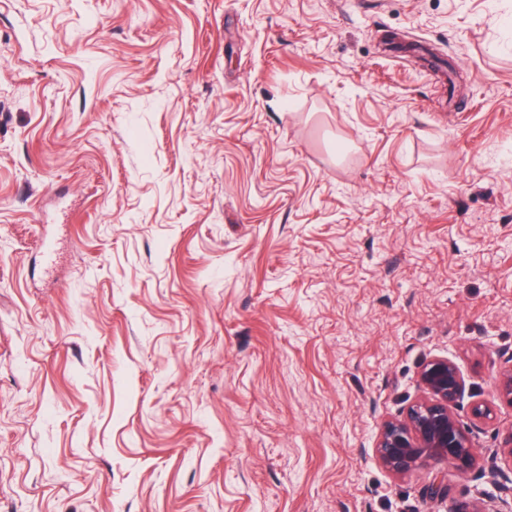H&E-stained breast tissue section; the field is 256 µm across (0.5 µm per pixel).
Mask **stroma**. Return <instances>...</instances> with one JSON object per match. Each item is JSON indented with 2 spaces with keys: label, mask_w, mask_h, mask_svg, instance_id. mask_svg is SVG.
Here are the masks:
<instances>
[{
  "label": "stroma",
  "mask_w": 512,
  "mask_h": 512,
  "mask_svg": "<svg viewBox=\"0 0 512 512\" xmlns=\"http://www.w3.org/2000/svg\"><path fill=\"white\" fill-rule=\"evenodd\" d=\"M510 367L512 0H0V512L508 500ZM420 382L423 396L403 418L384 423L376 444L379 462L393 475L430 461L472 470L477 453L451 410L463 391L456 365L445 358L431 359L422 366Z\"/></svg>",
  "instance_id": "35a3bbf8"
}]
</instances>
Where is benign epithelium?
<instances>
[{
	"label": "benign epithelium",
	"instance_id": "benign-epithelium-1",
	"mask_svg": "<svg viewBox=\"0 0 512 512\" xmlns=\"http://www.w3.org/2000/svg\"><path fill=\"white\" fill-rule=\"evenodd\" d=\"M423 396L404 417L384 423L376 444L381 465L394 475L417 466L446 463L467 472L477 463V453L466 430L452 413L461 396L463 379L446 358L425 362L420 373Z\"/></svg>",
	"mask_w": 512,
	"mask_h": 512
}]
</instances>
